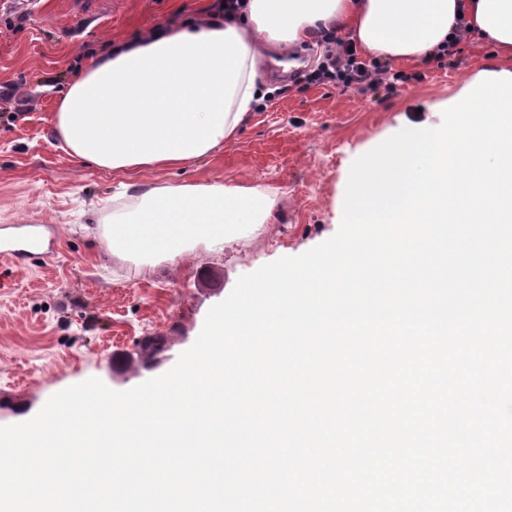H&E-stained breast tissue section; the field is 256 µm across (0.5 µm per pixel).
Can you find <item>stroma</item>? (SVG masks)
I'll list each match as a JSON object with an SVG mask.
<instances>
[{
	"label": "stroma",
	"instance_id": "35a3bbf8",
	"mask_svg": "<svg viewBox=\"0 0 512 512\" xmlns=\"http://www.w3.org/2000/svg\"><path fill=\"white\" fill-rule=\"evenodd\" d=\"M211 0H0V226L52 224L57 254L43 266L0 258V426L27 421L88 378L126 391L151 379L128 365L137 343L163 336L188 350L209 309L241 275L298 256L339 229L353 161L406 127L432 128L482 71L512 70L486 42H461L454 66L390 63L410 80L393 89L342 90L288 80L264 60L276 95L209 159L180 170L115 173L60 148L53 114L91 59L153 27L206 16ZM260 185L274 193L268 224L220 251L197 248L151 266L111 252L107 202L127 184Z\"/></svg>",
	"mask_w": 512,
	"mask_h": 512
}]
</instances>
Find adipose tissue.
<instances>
[{
  "mask_svg": "<svg viewBox=\"0 0 512 512\" xmlns=\"http://www.w3.org/2000/svg\"><path fill=\"white\" fill-rule=\"evenodd\" d=\"M323 30L388 61L423 59L458 37L512 60V0H246L233 19L146 33L91 62L66 92L55 130L70 155L115 172L207 159L259 103L267 52H291ZM273 205L259 185L137 183L102 236L140 262L199 245L220 250L259 230Z\"/></svg>",
  "mask_w": 512,
  "mask_h": 512,
  "instance_id": "1",
  "label": "adipose tissue"
}]
</instances>
